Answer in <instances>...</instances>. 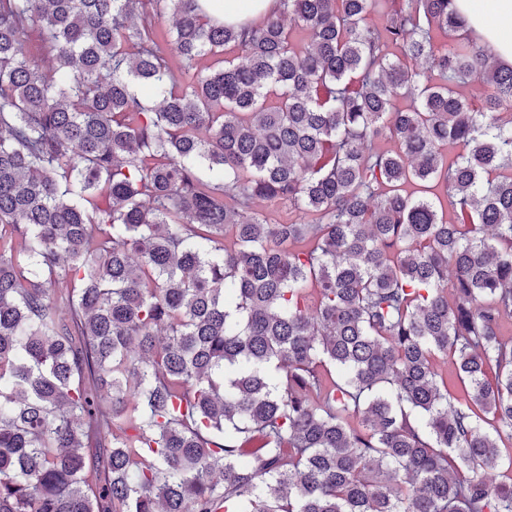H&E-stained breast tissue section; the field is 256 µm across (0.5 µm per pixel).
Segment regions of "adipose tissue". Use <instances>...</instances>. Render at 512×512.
<instances>
[{
  "label": "adipose tissue",
  "mask_w": 512,
  "mask_h": 512,
  "mask_svg": "<svg viewBox=\"0 0 512 512\" xmlns=\"http://www.w3.org/2000/svg\"><path fill=\"white\" fill-rule=\"evenodd\" d=\"M205 13L220 21H238L274 10L277 0H200ZM469 31L486 54L512 65V0H454Z\"/></svg>",
  "instance_id": "obj_1"
}]
</instances>
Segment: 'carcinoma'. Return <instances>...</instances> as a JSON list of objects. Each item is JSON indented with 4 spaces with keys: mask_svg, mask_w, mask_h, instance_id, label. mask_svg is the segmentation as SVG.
<instances>
[{
    "mask_svg": "<svg viewBox=\"0 0 512 512\" xmlns=\"http://www.w3.org/2000/svg\"><path fill=\"white\" fill-rule=\"evenodd\" d=\"M384 3L0 0V512H512V66ZM205 13L220 21H238L277 8V0H200Z\"/></svg>",
    "mask_w": 512,
    "mask_h": 512,
    "instance_id": "carcinoma-1",
    "label": "carcinoma"
}]
</instances>
